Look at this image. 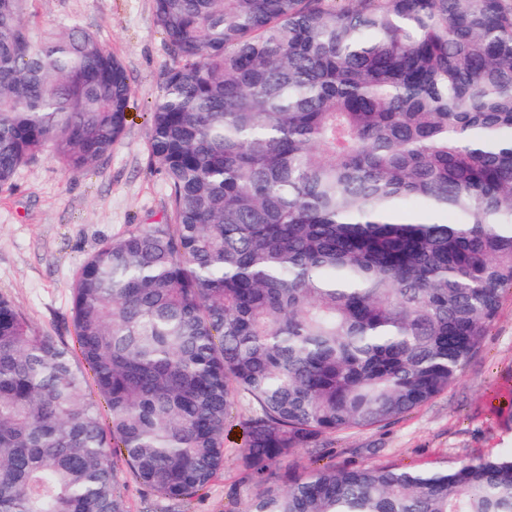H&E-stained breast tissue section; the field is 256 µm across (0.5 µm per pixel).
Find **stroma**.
<instances>
[{
	"mask_svg": "<svg viewBox=\"0 0 512 512\" xmlns=\"http://www.w3.org/2000/svg\"><path fill=\"white\" fill-rule=\"evenodd\" d=\"M44 27L75 20L123 63L131 84L128 123L111 156L90 173L64 170L43 153L0 192V294L42 332L74 344L71 289L79 264L109 238L166 216L168 187L149 160L150 112L175 64L157 27L154 0H37ZM241 432L225 439L224 473L200 491L190 512H224L246 499L238 482ZM512 451V293L458 379L432 401L390 424L325 438L319 455L297 451L295 471L314 461L401 467L455 464Z\"/></svg>",
	"mask_w": 512,
	"mask_h": 512,
	"instance_id": "1",
	"label": "stroma"
}]
</instances>
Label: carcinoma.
<instances>
[{
    "instance_id": "cac0c4a2",
    "label": "carcinoma",
    "mask_w": 512,
    "mask_h": 512,
    "mask_svg": "<svg viewBox=\"0 0 512 512\" xmlns=\"http://www.w3.org/2000/svg\"><path fill=\"white\" fill-rule=\"evenodd\" d=\"M154 8L171 215L105 241L72 291L110 425L70 348L1 295L0 512H128L118 459L183 504L236 426L254 493L231 512H512V453L290 468L447 390L512 292V0ZM129 97L80 23L0 0L1 192L43 152L102 163ZM413 199L443 220L402 219Z\"/></svg>"
}]
</instances>
